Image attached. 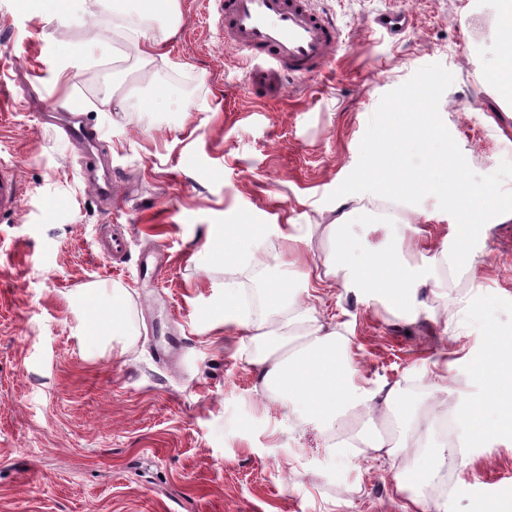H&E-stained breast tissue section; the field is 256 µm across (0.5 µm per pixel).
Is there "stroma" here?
Instances as JSON below:
<instances>
[{
  "label": "stroma",
  "mask_w": 512,
  "mask_h": 512,
  "mask_svg": "<svg viewBox=\"0 0 512 512\" xmlns=\"http://www.w3.org/2000/svg\"><path fill=\"white\" fill-rule=\"evenodd\" d=\"M342 49L318 74L253 89L245 55L224 43L212 0H179L165 57L142 63L116 28L140 14L150 40L166 15L145 0H97L93 17L67 0L40 11L0 0V162L24 187L0 215V512H497L512 503V435L462 447L458 495L400 491L406 455L330 445L260 387L256 348L236 325L209 331L224 285L240 295L278 286L308 300L319 323L352 342L369 387L396 384L407 410L460 411L482 403L488 381L473 363L484 339L512 341V219L485 224L473 265L445 277L433 255L457 223L434 197L404 205L400 224L373 220V194L329 195L353 171L381 97L439 63L454 81L440 116L480 175L512 160V111L486 82L497 33L473 44L467 20L495 0H311ZM402 15L400 27L378 23ZM133 109H112L113 94ZM79 101L112 163V192L135 190L105 214L78 151L40 123V107ZM346 235L376 251L417 242L402 266L417 320L393 311L350 268L307 288L304 275L331 244L336 212ZM298 225V262L262 258L223 266L205 254L226 224ZM123 233L121 258L101 247ZM118 288L133 336L89 356L98 323L83 295Z\"/></svg>",
  "instance_id": "obj_1"
}]
</instances>
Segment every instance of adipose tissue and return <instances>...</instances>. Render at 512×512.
Returning <instances> with one entry per match:
<instances>
[{"instance_id":"obj_1","label":"adipose tissue","mask_w":512,"mask_h":512,"mask_svg":"<svg viewBox=\"0 0 512 512\" xmlns=\"http://www.w3.org/2000/svg\"><path fill=\"white\" fill-rule=\"evenodd\" d=\"M401 247L381 251L357 272L365 287L382 290L396 308L415 313L407 301L409 285L400 265ZM270 320L245 319L234 284L224 286V302L212 313L214 324H236L254 343L258 353L253 361L261 382L273 391L289 412L313 417L335 427L342 415L363 410L378 414L390 426L389 435L358 432L349 445L372 448L384 458L409 448L413 472L431 469L432 420L419 413L399 416L402 392L399 387L369 389L355 381L357 369L352 360L350 340L336 329L319 324L309 307L300 305L294 294L271 288L266 292ZM480 372L491 378L489 405L498 414L497 428L512 432V347L500 346L493 359L479 364Z\"/></svg>"}]
</instances>
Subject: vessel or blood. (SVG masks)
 Wrapping results in <instances>:
<instances>
[{
	"instance_id": "b4317fda",
	"label": "vessel or blood",
	"mask_w": 512,
	"mask_h": 512,
	"mask_svg": "<svg viewBox=\"0 0 512 512\" xmlns=\"http://www.w3.org/2000/svg\"><path fill=\"white\" fill-rule=\"evenodd\" d=\"M224 41L246 51L253 86L268 87L282 77L316 73L341 47L336 26L319 16L310 0H216ZM57 133L81 149L84 176L100 185L104 201L112 199V168L96 148L97 132L74 113ZM22 188L11 165L0 164V213L16 211Z\"/></svg>"
}]
</instances>
